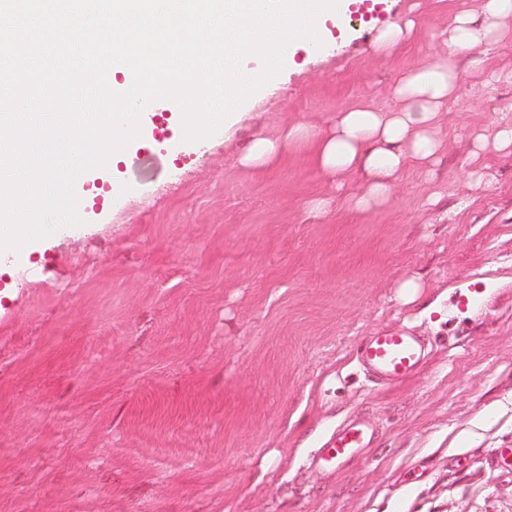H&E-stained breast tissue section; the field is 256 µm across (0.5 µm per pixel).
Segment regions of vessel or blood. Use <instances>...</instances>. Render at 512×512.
Returning a JSON list of instances; mask_svg holds the SVG:
<instances>
[{"instance_id":"vessel-or-blood-1","label":"vessel or blood","mask_w":512,"mask_h":512,"mask_svg":"<svg viewBox=\"0 0 512 512\" xmlns=\"http://www.w3.org/2000/svg\"><path fill=\"white\" fill-rule=\"evenodd\" d=\"M420 337L403 332H378L370 336L359 353L362 365L377 379L400 382L414 376L423 360ZM373 428L368 421L349 423L337 429L322 448L323 464L341 467L369 446Z\"/></svg>"}]
</instances>
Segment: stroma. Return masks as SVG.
<instances>
[{"label": "stroma", "mask_w": 512, "mask_h": 512, "mask_svg": "<svg viewBox=\"0 0 512 512\" xmlns=\"http://www.w3.org/2000/svg\"><path fill=\"white\" fill-rule=\"evenodd\" d=\"M411 1L351 7L207 139L158 112L120 192L0 253V512H512V153L471 158L469 138L512 113V83L485 86L431 37L481 0H415L413 38L375 52ZM447 58L432 174L408 167L388 201L350 209L316 140ZM295 124L307 134L241 164ZM383 330L426 342L414 378L360 366ZM352 419L371 447L314 462Z\"/></svg>", "instance_id": "35a3bbf8"}]
</instances>
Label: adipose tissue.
I'll use <instances>...</instances> for the list:
<instances>
[{
    "label": "adipose tissue",
    "instance_id": "adipose-tissue-1",
    "mask_svg": "<svg viewBox=\"0 0 512 512\" xmlns=\"http://www.w3.org/2000/svg\"><path fill=\"white\" fill-rule=\"evenodd\" d=\"M509 17L512 0H482L480 14H457L434 38L454 55L495 40L502 21ZM456 90L452 64L437 62L403 74L395 82L392 94L400 109L377 112L360 106L337 113L328 133L318 141V162L336 177L340 191L345 188V175H360L364 189L349 196L352 208L364 210L387 201L407 165L425 168L434 161L440 147L437 129L442 109Z\"/></svg>",
    "mask_w": 512,
    "mask_h": 512
}]
</instances>
